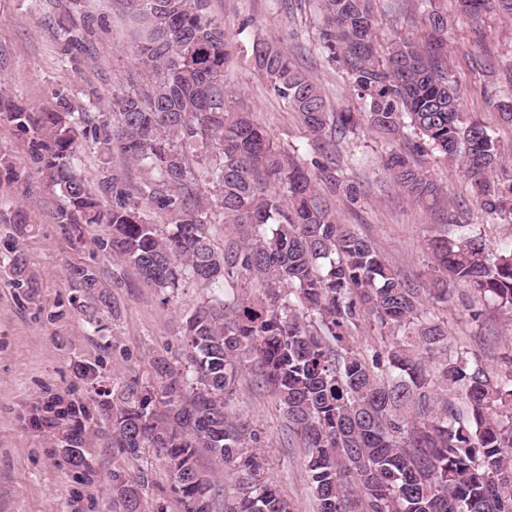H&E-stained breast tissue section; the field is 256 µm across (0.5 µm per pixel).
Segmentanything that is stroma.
<instances>
[{
	"instance_id": "35a3bbf8",
	"label": "stroma",
	"mask_w": 512,
	"mask_h": 512,
	"mask_svg": "<svg viewBox=\"0 0 512 512\" xmlns=\"http://www.w3.org/2000/svg\"><path fill=\"white\" fill-rule=\"evenodd\" d=\"M448 6V54L444 61L458 86L464 109L493 129L506 146L505 164H512V127L499 121L495 104L512 95V21L494 13L475 19L460 17L455 0ZM211 0V10L224 23L234 47L226 71L229 86L239 91L273 141L291 157L324 163L328 175L357 185L356 203L337 198L342 223L355 225L390 263L415 284L427 281L429 255L424 242L435 225L447 223V205L420 209L389 186L380 167L386 141L365 129L336 136V160L328 162L287 104L271 93L255 71L251 46L262 40L288 46L298 65L320 84L330 111H360L346 75L316 49L321 17L314 0ZM380 45L398 37H421L423 26L415 0H375ZM87 8L102 23L91 36L79 67H71L56 52L57 22L62 11L55 0H0V85L30 107L48 104L60 88L83 99L87 87L103 97L133 71L127 25L110 0H87ZM0 159L30 172L28 184L0 194V215L22 207L33 227L19 242L28 269L40 288L26 298L0 269V512H115L112 471L121 469L143 486L141 512H181L172 489L169 466L150 448L138 456L118 453L103 433L98 415L100 392L135 378L142 385L156 382L153 359L176 358L182 344L186 314L204 303L207 288L184 282L162 302L160 293L130 277L119 296L117 316H105L104 330L94 333L71 303L65 270L81 263L100 269L112 259L99 246L103 231L88 226L84 241L72 246L52 224L46 193L33 173L28 137L0 122ZM425 163L448 203L465 204L471 229L493 246L512 240V218L489 215L473 201L466 180L448 163L426 156ZM462 285H455L449 304H428V311L447 320L455 345L474 348L478 336L499 346L512 344V317L484 306L483 324H472ZM100 368L96 381L75 372L76 362ZM85 406L89 418L86 457L90 477H81L63 460L60 428L49 425L50 412L69 405ZM237 407L260 431L266 446V468L293 512H313L299 449L285 442L286 421L269 390L258 388L250 371L238 383Z\"/></svg>"
}]
</instances>
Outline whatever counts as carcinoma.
Segmentation results:
<instances>
[{
	"label": "carcinoma",
	"instance_id": "obj_1",
	"mask_svg": "<svg viewBox=\"0 0 512 512\" xmlns=\"http://www.w3.org/2000/svg\"><path fill=\"white\" fill-rule=\"evenodd\" d=\"M130 18L132 52L143 72L112 93L109 111L92 117L65 91L35 111L0 90V122L30 133L31 152L50 195L51 219L75 244L101 224L112 255V287L143 283L175 289L182 280L208 288V300L182 322L181 362L155 361L158 389L136 380L112 385L100 416L112 447L136 456L152 448L170 463L182 512H292L266 476L263 439L236 410L244 367L278 399L291 445L303 464L315 512H512V369L491 374L466 351L450 354L448 323L425 300L448 303L460 283L512 314V242L490 248L458 224L433 236L428 287L405 280L388 259L317 190L305 163L288 155L249 112L233 106L226 84L227 39L210 0H113ZM427 43L376 42L370 0H319L318 46L346 71L360 112H330L319 84L282 46L253 44L255 68L288 102L317 143L363 126L391 148L381 167L415 205L441 201L425 149L463 174L473 200L489 214L512 216V168L500 140L464 111L442 63L448 52L445 12L418 0ZM460 13L489 8L512 19V0H457ZM83 29L59 22L58 53L73 64L86 48ZM101 160V191L76 170L83 147ZM120 160L146 174L128 188ZM26 179L0 163V187ZM167 217L161 226L150 214ZM231 240L219 251L213 235ZM13 286L29 297L38 283L25 253L9 247ZM102 272L71 264L66 281L82 298L94 331L115 312ZM371 342L357 345L355 333ZM64 461L89 467L85 430L76 411ZM209 453L236 495L216 499ZM123 512H140L138 482L112 473Z\"/></svg>",
	"mask_w": 512,
	"mask_h": 512
}]
</instances>
